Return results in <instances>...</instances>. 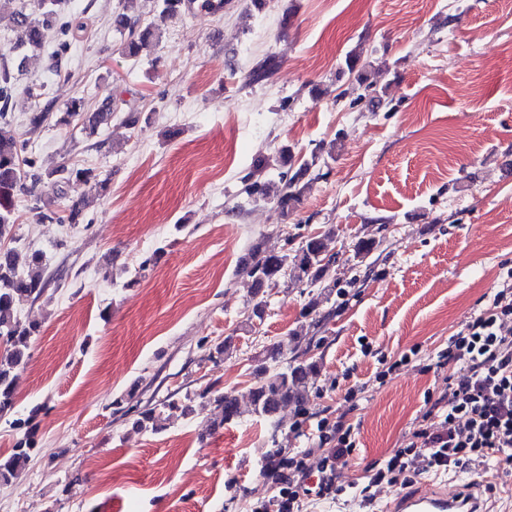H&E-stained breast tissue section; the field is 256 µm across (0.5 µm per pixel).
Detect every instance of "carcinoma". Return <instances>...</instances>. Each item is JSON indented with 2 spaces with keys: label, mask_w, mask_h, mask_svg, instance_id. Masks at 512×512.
<instances>
[{
  "label": "carcinoma",
  "mask_w": 512,
  "mask_h": 512,
  "mask_svg": "<svg viewBox=\"0 0 512 512\" xmlns=\"http://www.w3.org/2000/svg\"><path fill=\"white\" fill-rule=\"evenodd\" d=\"M15 0H0V10H10L20 19L24 28V37L20 39L13 51L34 52L43 46V30L48 26L49 18L57 14L56 6L61 0H33V7L40 11L42 18H33L21 9H13ZM136 0H124L123 12L115 18L116 26L129 31L124 43V52L134 57L146 41L160 36L159 23H165L181 16L185 8V0H160L159 22L150 21L139 27L131 21L128 10ZM280 61L274 55L266 56L247 76L251 83L268 79L279 68ZM345 67L349 73L356 75L357 81L365 85L369 98H374L376 91L368 83L366 64L362 63V52L355 51L346 58ZM110 116L108 112H87L84 101L75 98L67 106L66 112L58 118V122L69 125L76 122L82 130L90 135L97 133L98 127ZM26 144L14 136L0 131V240L10 235L17 218L14 217L12 197L14 192L24 188V181L31 179L37 184L48 179L54 184L67 183L72 180L90 185L95 195L101 196L107 190V183L97 179L91 168L61 167L45 175L33 171L34 164L23 156ZM282 166L286 170L280 173L276 182L264 176L266 161H256L253 171L244 179V192L255 200L275 203L283 212H288L310 192L319 175L311 174L316 165L317 155L311 160L294 165L291 152L287 148L280 151ZM85 201L73 202L62 212L56 214L60 224H78L82 219ZM335 238V230L330 228L322 234L308 237L294 254L264 252L257 250L252 254L248 274L253 279L256 291L273 288L287 270L294 271L296 280L309 285H321L325 288L335 284L331 275L333 254L329 244ZM381 242L374 237L359 239L354 245L355 255L359 262H364ZM44 258L40 253L29 256L27 270L18 271L13 250L0 249V340L5 344L0 351V415L6 414L15 406V381L18 371L23 368L28 357L31 340L40 332V325L35 322L24 323L18 313L28 302L37 299L43 292ZM266 359L275 364L291 360L284 369H269L267 366L258 368L259 382L250 391L252 412L259 416L270 417L280 408L288 404L298 407L305 404L311 377L317 372L314 362H299L297 358H288V348L279 343L272 347ZM214 412L210 417L211 430L216 432L224 428V424L239 419L242 411L238 399L232 395L221 394L213 399ZM179 410L185 415L194 413L190 403H182L169 399L163 403V409L146 407L138 413L134 426L139 430L158 431L163 427V410ZM34 433L25 432L24 438L18 441L12 452L0 456V483L8 484L17 478L26 467L30 452L35 448Z\"/></svg>",
  "instance_id": "cac0c4a2"
}]
</instances>
